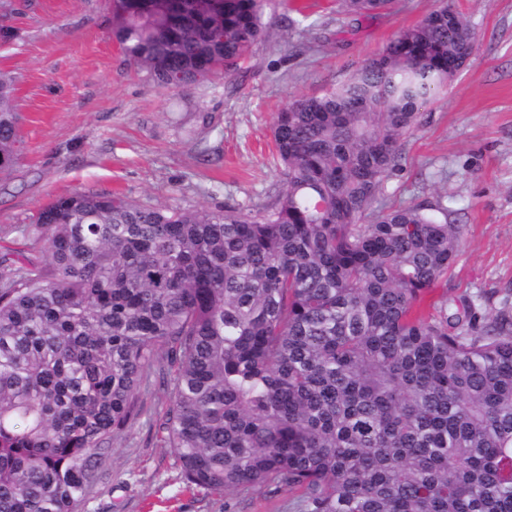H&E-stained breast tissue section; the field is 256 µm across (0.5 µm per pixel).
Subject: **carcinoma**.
I'll return each instance as SVG.
<instances>
[{"instance_id":"cac0c4a2","label":"carcinoma","mask_w":512,"mask_h":512,"mask_svg":"<svg viewBox=\"0 0 512 512\" xmlns=\"http://www.w3.org/2000/svg\"><path fill=\"white\" fill-rule=\"evenodd\" d=\"M267 0H112L157 86L228 76ZM394 0H336L359 20ZM477 47L445 0L337 88L277 113L270 207L59 197L0 247V512H85L156 375L186 487L298 491L299 512H512V306L447 287L462 225L374 206L420 107ZM0 177L18 164L0 76Z\"/></svg>"}]
</instances>
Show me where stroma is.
<instances>
[{
    "mask_svg": "<svg viewBox=\"0 0 512 512\" xmlns=\"http://www.w3.org/2000/svg\"><path fill=\"white\" fill-rule=\"evenodd\" d=\"M302 2L296 16L288 0H268L270 36L240 70L174 91L127 63L111 37L110 0H0L14 30L0 40V71L15 81L20 117L19 162L0 178V244L75 191L191 210L268 204L284 183L274 114L345 81L438 4L400 0L345 27L331 0ZM450 2L478 47L421 108L379 198L448 206L463 226L448 294H484L493 311L512 293V0ZM141 398L143 414L114 441L112 480L88 512H292L297 496L286 490L187 491L171 449L153 437L169 395L153 382Z\"/></svg>",
    "mask_w": 512,
    "mask_h": 512,
    "instance_id": "stroma-1",
    "label": "stroma"
}]
</instances>
